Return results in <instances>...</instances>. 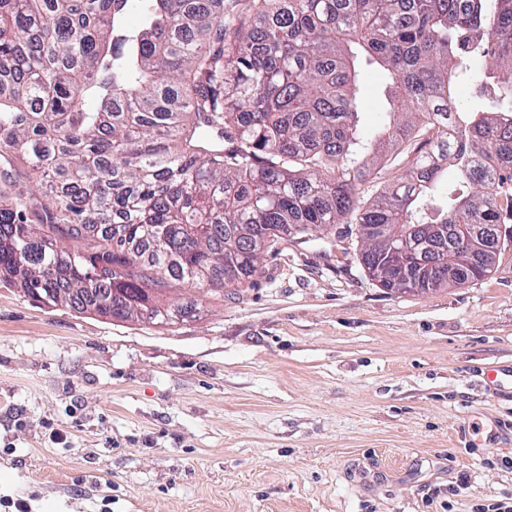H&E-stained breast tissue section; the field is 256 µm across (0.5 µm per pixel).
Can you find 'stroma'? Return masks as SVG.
<instances>
[{
    "label": "stroma",
    "mask_w": 512,
    "mask_h": 512,
    "mask_svg": "<svg viewBox=\"0 0 512 512\" xmlns=\"http://www.w3.org/2000/svg\"><path fill=\"white\" fill-rule=\"evenodd\" d=\"M164 325L0 279V512H471L512 497V242L394 294L336 232Z\"/></svg>",
    "instance_id": "obj_1"
}]
</instances>
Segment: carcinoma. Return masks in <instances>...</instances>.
Segmentation results:
<instances>
[{
    "mask_svg": "<svg viewBox=\"0 0 512 512\" xmlns=\"http://www.w3.org/2000/svg\"><path fill=\"white\" fill-rule=\"evenodd\" d=\"M402 145L405 175L365 197ZM0 174V276L52 306L78 288L135 321L184 284L251 287L268 250L338 224L370 275L409 240L422 287L464 284L461 256L481 279L485 225L512 223V0H0ZM365 114L363 116V127L368 132H372L378 123V111L385 102L383 89L380 88L378 77L373 74L372 70H368L365 75Z\"/></svg>",
    "mask_w": 512,
    "mask_h": 512,
    "instance_id": "cac0c4a2",
    "label": "carcinoma"
}]
</instances>
